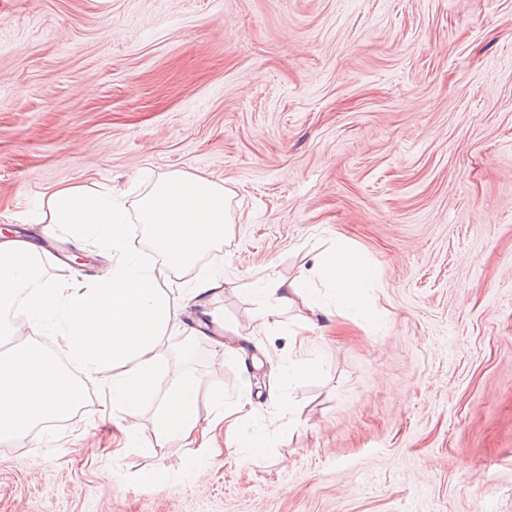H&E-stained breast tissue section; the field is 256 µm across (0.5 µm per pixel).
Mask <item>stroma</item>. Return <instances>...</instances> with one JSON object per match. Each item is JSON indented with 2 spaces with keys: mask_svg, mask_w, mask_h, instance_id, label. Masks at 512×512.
<instances>
[{
  "mask_svg": "<svg viewBox=\"0 0 512 512\" xmlns=\"http://www.w3.org/2000/svg\"><path fill=\"white\" fill-rule=\"evenodd\" d=\"M175 171L222 183L232 224L202 262L222 289L157 345L165 377L198 382L219 445L251 402L239 428L275 429L269 448L157 444L148 399L108 481L124 414L80 407L36 446L0 438V512H512V0H0V233L45 244V279L112 262L38 224L51 191L132 204L140 174ZM337 244L366 256L377 316L318 278ZM268 274L307 279L330 316L254 323ZM203 314L284 361L305 332L318 377L244 372L188 336Z\"/></svg>",
  "mask_w": 512,
  "mask_h": 512,
  "instance_id": "obj_1",
  "label": "stroma"
}]
</instances>
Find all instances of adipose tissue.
Masks as SVG:
<instances>
[{
	"instance_id": "ef3b65f1",
	"label": "adipose tissue",
	"mask_w": 512,
	"mask_h": 512,
	"mask_svg": "<svg viewBox=\"0 0 512 512\" xmlns=\"http://www.w3.org/2000/svg\"><path fill=\"white\" fill-rule=\"evenodd\" d=\"M125 197V190L114 185L95 196L79 184L49 193L42 220L96 232L115 260L91 285L45 281L36 245L16 238L0 241V308L24 295L22 315L28 324L48 329L57 348L102 382L110 403L129 417L125 436L136 431L143 400L153 397L158 406L150 429L156 440H190L200 456H214L201 424L196 382L164 381L156 347L179 323V307L166 283L172 272L194 267L223 242L230 224L228 192L192 172L158 178L137 202L138 221L159 257L155 263L126 246ZM316 271L349 307H366L370 268L363 256L340 248L319 260ZM254 293L262 304L261 320L298 303L313 314L324 311L303 281L269 275L256 281ZM79 396L42 348L23 344L0 357V437L34 444L33 428L68 416Z\"/></svg>"
}]
</instances>
